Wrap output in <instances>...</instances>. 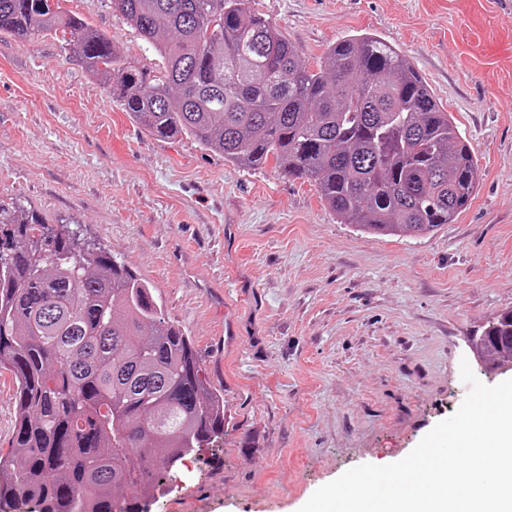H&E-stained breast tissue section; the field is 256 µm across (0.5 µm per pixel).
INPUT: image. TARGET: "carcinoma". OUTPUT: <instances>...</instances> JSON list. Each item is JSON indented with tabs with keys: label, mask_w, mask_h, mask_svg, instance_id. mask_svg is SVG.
Masks as SVG:
<instances>
[{
	"label": "carcinoma",
	"mask_w": 512,
	"mask_h": 512,
	"mask_svg": "<svg viewBox=\"0 0 512 512\" xmlns=\"http://www.w3.org/2000/svg\"><path fill=\"white\" fill-rule=\"evenodd\" d=\"M250 0H113L161 59L122 60L60 0H0V35L55 36L159 140L317 187L347 223L424 235L475 196L478 164L413 65L371 35L312 68ZM17 381L0 508L142 512L183 460L224 435L192 341L150 286L67 226L0 210V370Z\"/></svg>",
	"instance_id": "obj_1"
}]
</instances>
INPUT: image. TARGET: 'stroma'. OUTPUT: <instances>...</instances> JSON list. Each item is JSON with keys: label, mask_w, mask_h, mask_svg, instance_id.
<instances>
[{"label": "stroma", "mask_w": 512, "mask_h": 512, "mask_svg": "<svg viewBox=\"0 0 512 512\" xmlns=\"http://www.w3.org/2000/svg\"><path fill=\"white\" fill-rule=\"evenodd\" d=\"M121 57L160 60L112 0H66ZM316 65L361 33L425 78L478 163L456 221L361 233L316 187L159 141L57 38L0 37V208L75 221L147 282L224 398V435L147 512H299L361 464L405 458L469 387L470 348L512 310V0H251Z\"/></svg>", "instance_id": "obj_1"}]
</instances>
